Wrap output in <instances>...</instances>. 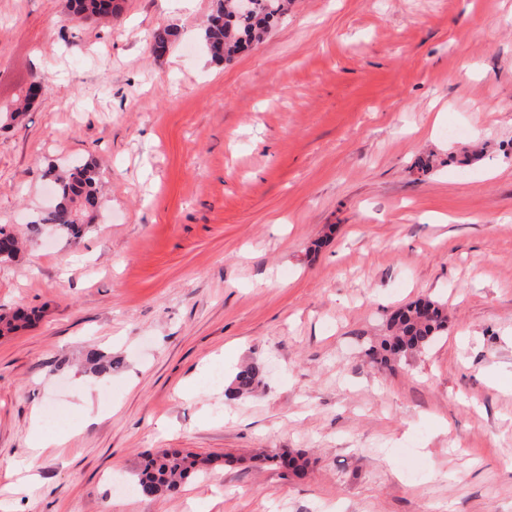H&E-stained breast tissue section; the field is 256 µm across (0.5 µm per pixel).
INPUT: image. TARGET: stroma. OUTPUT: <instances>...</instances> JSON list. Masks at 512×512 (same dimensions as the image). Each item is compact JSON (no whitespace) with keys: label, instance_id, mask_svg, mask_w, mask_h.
I'll return each mask as SVG.
<instances>
[{"label":"stroma","instance_id":"stroma-1","mask_svg":"<svg viewBox=\"0 0 512 512\" xmlns=\"http://www.w3.org/2000/svg\"><path fill=\"white\" fill-rule=\"evenodd\" d=\"M66 3L0 0V107L48 80L0 121V225L27 241L0 313L37 314L0 337V512H512V0H292L228 64L212 0L106 25ZM88 158L97 223L33 233L46 170ZM420 297L447 329L374 367ZM249 361L262 385L226 399L212 371ZM161 448L240 462L146 498ZM180 31L178 27L168 24L157 28L151 35L154 52L162 56L178 40ZM262 460L284 469L287 473L289 472L297 478H301L306 474L308 465V461H304L298 454L280 451L277 448H272L263 454Z\"/></svg>","mask_w":512,"mask_h":512}]
</instances>
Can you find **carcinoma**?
<instances>
[{
    "label": "carcinoma",
    "instance_id": "cac0c4a2",
    "mask_svg": "<svg viewBox=\"0 0 512 512\" xmlns=\"http://www.w3.org/2000/svg\"><path fill=\"white\" fill-rule=\"evenodd\" d=\"M248 10L237 8V0H214L203 25V39L212 59L231 61L263 40L264 36L286 13L288 0H250ZM124 0H68L69 14L76 18L111 19L123 10ZM178 27L168 24L151 35L154 52L162 56L178 40ZM101 173L95 161L86 160L61 170L52 171L54 201L48 210L31 221L34 231L50 225L71 239L81 238L97 221L103 206L100 190ZM20 250L18 237L0 225V260H14ZM31 321L21 313L0 314V336L11 333L20 323ZM448 314L444 304L433 299H420L396 309L389 318L390 334L379 345L372 346L368 355L380 367H390L396 361L425 350L447 327ZM85 362L96 374L112 371V357L92 349ZM263 366L249 362L235 373L225 390L227 397L236 399L251 393L261 382ZM231 466L235 459L201 457L179 449H163L143 457L134 472L139 493L147 498L158 495L175 496L184 483L199 478L217 466L218 461ZM262 460L270 462L293 476L306 474L308 461L288 451L272 448Z\"/></svg>",
    "mask_w": 512,
    "mask_h": 512
}]
</instances>
